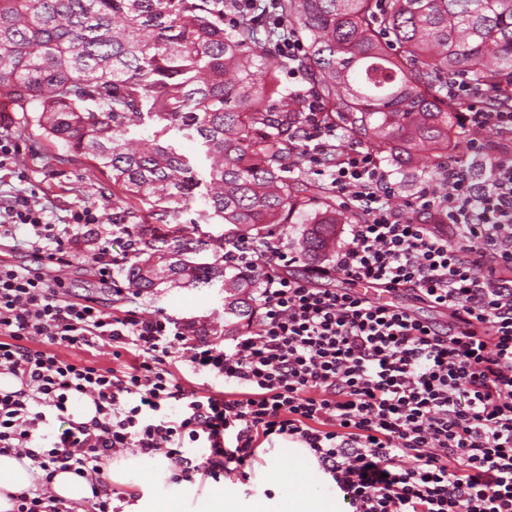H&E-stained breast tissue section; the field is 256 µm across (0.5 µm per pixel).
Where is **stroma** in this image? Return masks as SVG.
I'll list each match as a JSON object with an SVG mask.
<instances>
[{"label":"stroma","instance_id":"1","mask_svg":"<svg viewBox=\"0 0 512 512\" xmlns=\"http://www.w3.org/2000/svg\"><path fill=\"white\" fill-rule=\"evenodd\" d=\"M11 121L0 126V133L13 138L16 156L7 167L0 169V199L24 193L35 194L46 209L47 220L67 223L70 213L88 206L99 217L82 239L73 263L60 267L58 276L70 285L75 295H95L104 310H112L114 302L109 287L94 277L91 261L101 247H108L113 258L122 259L127 249V237L120 233L117 222L122 218V205L112 193L102 192L107 178L93 173V162L79 159L72 164H60L64 146L47 137L26 113L14 112ZM138 309L144 316L166 314L177 323L199 320L202 333L209 342L224 348L232 342L224 334V293L219 286L198 288H165L154 295L141 296Z\"/></svg>","mask_w":512,"mask_h":512}]
</instances>
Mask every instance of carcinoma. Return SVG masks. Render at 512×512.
<instances>
[{
	"instance_id": "obj_1",
	"label": "carcinoma",
	"mask_w": 512,
	"mask_h": 512,
	"mask_svg": "<svg viewBox=\"0 0 512 512\" xmlns=\"http://www.w3.org/2000/svg\"><path fill=\"white\" fill-rule=\"evenodd\" d=\"M232 25L224 28V18ZM290 29L304 41L279 66L303 74L323 104L320 122L397 169L459 145L448 76L512 102V0H0V98L83 157L123 195L125 217L150 203L171 224H128L136 243L130 285L152 295L173 285L222 283L224 335L254 320L259 276L203 259L197 222H178L205 186L201 217L219 245L301 225L315 263L336 244V188L303 166L310 98L284 95L271 48ZM151 137L134 144L145 122ZM191 130L210 161L207 181L167 139Z\"/></svg>"
}]
</instances>
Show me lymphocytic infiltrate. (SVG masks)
I'll list each match as a JSON object with an SVG mask.
<instances>
[{"instance_id": "f902f5d3", "label": "lymphocytic infiltrate", "mask_w": 512, "mask_h": 512, "mask_svg": "<svg viewBox=\"0 0 512 512\" xmlns=\"http://www.w3.org/2000/svg\"><path fill=\"white\" fill-rule=\"evenodd\" d=\"M448 95L485 160L482 179L449 161L408 217L392 206L395 188L377 159L347 152L329 176L363 219L331 266L289 276L274 236L262 254L247 240L225 249V263L261 277L254 326L224 350L168 316L142 318L138 292L105 252L92 269L120 302L112 311L50 274L77 251L76 227L97 223L91 208L61 227L31 196L0 201V242L30 227L40 261L0 263V374L19 384L0 390V454L34 467L14 512H64L43 494L60 471L90 479L95 512H121L104 473L117 450L161 451L177 478L216 480L245 474L259 441L274 435L305 443L353 512H512V152L490 141L512 132V106L484 107L459 80ZM334 276L342 288L322 287ZM363 285L413 293L449 320L418 319L368 298ZM103 344L135 350L136 364L118 371L60 354ZM179 362L227 391L186 393ZM78 394L93 401L89 421L70 412ZM196 447L208 456L194 457Z\"/></svg>"}]
</instances>
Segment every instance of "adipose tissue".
<instances>
[{
    "label": "adipose tissue",
    "instance_id": "obj_1",
    "mask_svg": "<svg viewBox=\"0 0 512 512\" xmlns=\"http://www.w3.org/2000/svg\"><path fill=\"white\" fill-rule=\"evenodd\" d=\"M110 480L149 484L151 490L133 504V512H352L343 491L319 466L303 443L277 439L261 454L247 492L227 485L196 488L172 479L161 454L125 452L110 463ZM29 465L0 454V512H12L14 495L29 489Z\"/></svg>",
    "mask_w": 512,
    "mask_h": 512
}]
</instances>
